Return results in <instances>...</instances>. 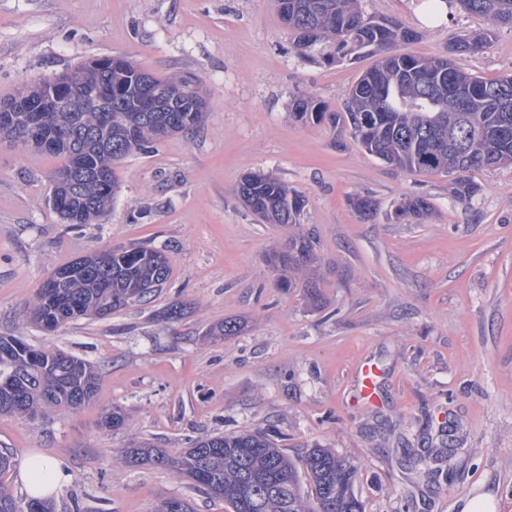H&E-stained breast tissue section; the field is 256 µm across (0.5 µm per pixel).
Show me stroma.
<instances>
[{
  "label": "stroma",
  "mask_w": 512,
  "mask_h": 512,
  "mask_svg": "<svg viewBox=\"0 0 512 512\" xmlns=\"http://www.w3.org/2000/svg\"><path fill=\"white\" fill-rule=\"evenodd\" d=\"M421 0H361L367 17L413 30L409 52L447 55L483 18L450 0L430 28ZM122 54L147 72L193 78L208 100L204 126L128 156L111 212L64 223L50 202L57 158L0 146V336L52 344L94 364L97 395L81 409L29 421L0 416V451L36 450L72 473L56 512H155L186 499L193 512H228L185 475L127 466L138 438L178 455L209 434L265 430L289 457L332 448L358 468L364 512H455L493 493L512 512V166L472 173L469 201L447 178L369 155L349 130L297 121L307 95L344 111L346 90L370 67L302 56L274 0H0V97L83 61ZM486 79L512 75V28L484 52L461 56ZM272 173L307 200L322 306L282 288L266 263L289 229L262 224L239 199L240 180ZM374 200L372 217L354 196ZM423 195L425 221L394 218ZM139 244L165 251L168 280L148 301L48 336L26 319L40 284L93 250ZM186 304L184 318L162 312ZM227 320L240 333L207 330ZM378 371L375 402L355 398L364 365ZM121 407L128 423L102 426ZM461 447L437 479L400 468L390 451L419 452L446 435Z\"/></svg>",
  "instance_id": "obj_1"
}]
</instances>
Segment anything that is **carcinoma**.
Returning a JSON list of instances; mask_svg holds the SVG:
<instances>
[{"instance_id":"cac0c4a2","label":"carcinoma","mask_w":512,"mask_h":512,"mask_svg":"<svg viewBox=\"0 0 512 512\" xmlns=\"http://www.w3.org/2000/svg\"><path fill=\"white\" fill-rule=\"evenodd\" d=\"M283 22L295 34V48L327 63L370 50L380 53L347 92V110L332 112L311 96L294 98L292 112L303 123L351 128L371 155L404 171L426 172L448 178V187L461 200L478 191L468 173L512 166V76L485 80L463 70L451 58H421L400 49L413 33L403 26L380 23L362 14L359 0H277ZM464 11L486 18L480 31L481 48L471 37L455 43L452 53H478L488 47L494 30L512 27V0H458ZM182 76L158 77L122 57L112 67V124L97 112H75L69 121L63 112H16L9 124L0 123V138L23 147L28 122L42 119L59 135L83 151V173L73 183L59 184L53 195L68 200L71 211L88 224L104 216L112 198L102 194L100 179L117 184L115 166L135 152H146L167 136L163 127L188 132L201 126L204 113L145 112L147 85H179ZM138 130L134 142L125 139L128 127ZM239 195L244 204L267 224L295 226L306 200L278 178L253 173L243 178ZM424 196L401 199L398 218L421 220L430 213ZM109 261L82 256L55 270L65 276L54 285L42 283L30 309L33 324L53 317L57 327L86 316L105 318L111 301L122 293L135 294L130 305L144 301L162 286L170 273L163 252L144 246L108 251ZM316 260L313 241L297 233L288 245L267 256L280 273L284 288L301 286L309 298L320 293L307 276ZM96 374L87 361L52 345L34 346L15 336H0V416L35 417L45 408L77 410L95 397ZM126 415L112 408L102 426L120 430ZM131 467L153 465L187 475L208 490L222 487L216 497L230 512H363L354 492L357 471L330 448H309L299 460L288 458L277 444L260 432H239L201 437L175 458L149 442L132 441L122 450ZM16 461L0 452V512H53L50 503L22 500L11 494L3 478Z\"/></svg>"}]
</instances>
